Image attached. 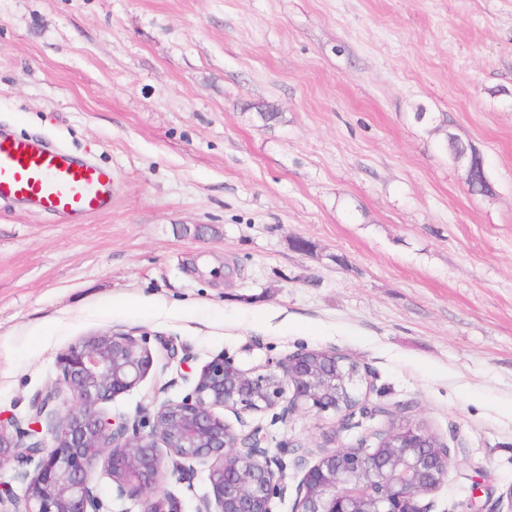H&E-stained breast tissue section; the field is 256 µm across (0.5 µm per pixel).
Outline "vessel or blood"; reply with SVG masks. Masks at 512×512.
<instances>
[{"label":"vessel or blood","mask_w":512,"mask_h":512,"mask_svg":"<svg viewBox=\"0 0 512 512\" xmlns=\"http://www.w3.org/2000/svg\"><path fill=\"white\" fill-rule=\"evenodd\" d=\"M112 172L49 142L0 131V201L81 224L112 207Z\"/></svg>","instance_id":"1"}]
</instances>
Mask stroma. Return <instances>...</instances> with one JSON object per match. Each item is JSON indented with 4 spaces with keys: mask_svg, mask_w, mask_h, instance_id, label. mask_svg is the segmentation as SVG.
I'll use <instances>...</instances> for the list:
<instances>
[{
    "mask_svg": "<svg viewBox=\"0 0 512 512\" xmlns=\"http://www.w3.org/2000/svg\"><path fill=\"white\" fill-rule=\"evenodd\" d=\"M278 120L262 119V112ZM0 127L112 170L71 224L0 204V418L25 419L85 337H146L104 403L179 400L214 357L277 371L302 350L367 367L453 453L435 512L512 490V0H0ZM482 156L470 191L447 136ZM261 427L302 472L382 420L305 409ZM195 512L208 468L161 483Z\"/></svg>",
    "mask_w": 512,
    "mask_h": 512,
    "instance_id": "obj_1",
    "label": "stroma"
}]
</instances>
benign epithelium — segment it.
<instances>
[{
    "label": "benign epithelium",
    "instance_id": "7a95c632",
    "mask_svg": "<svg viewBox=\"0 0 512 512\" xmlns=\"http://www.w3.org/2000/svg\"><path fill=\"white\" fill-rule=\"evenodd\" d=\"M454 160L465 163L470 190L485 193L491 183L478 154L461 151ZM152 362L145 343L124 332L95 334L64 350L61 387L32 404L27 427L0 421V467L15 464L24 485L20 494L0 491V512H109L95 486L100 467L116 497L135 501L140 512H181L160 487L166 456L174 473L191 462L208 465L210 494L196 512H274L287 491L283 461L262 447L261 429L240 436L216 409H271L283 395L280 378L217 356L182 400H153L131 424L113 420L101 405L132 389ZM279 368L293 387L290 410L330 415L341 430L357 416L387 417L373 433L376 447L340 445L304 465L293 512H433L451 449L401 410L369 404L366 367L331 349L298 351ZM63 394L72 405L62 415Z\"/></svg>",
    "mask_w": 512,
    "mask_h": 512
}]
</instances>
